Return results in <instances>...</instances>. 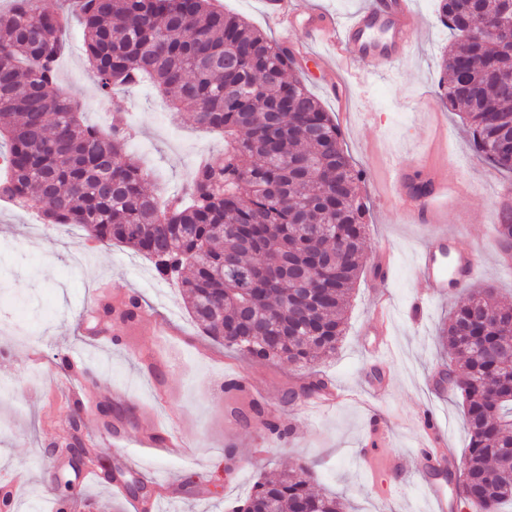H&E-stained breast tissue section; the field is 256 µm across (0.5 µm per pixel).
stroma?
Listing matches in <instances>:
<instances>
[{
    "label": "stroma",
    "mask_w": 512,
    "mask_h": 512,
    "mask_svg": "<svg viewBox=\"0 0 512 512\" xmlns=\"http://www.w3.org/2000/svg\"><path fill=\"white\" fill-rule=\"evenodd\" d=\"M412 3L417 31L410 56L366 87L352 88L347 103L325 92L315 61L301 67L302 79L339 125L351 164L363 173L366 254L392 252L385 287L391 343L381 357L367 353L371 339L363 334L375 306L372 270L350 294L334 354L306 368L247 360L204 334L178 289L160 280L144 256L121 243H97L77 224L51 233L39 219L42 203L20 208L0 200V379L13 387L0 397V483H19L14 512H52L64 500L77 512H232L258 480L301 464L342 499L345 512H430L416 425L422 414H434L454 456H465L462 398L439 380L449 357L438 328L466 293L453 289L414 313L415 254L426 230L402 223L388 166L413 160L446 135V159L463 180L458 205L470 219L459 245L483 256L470 286L493 289L507 306L512 270L502 266L492 229L498 192L512 187V176L479 157L459 114L436 102L438 63L450 34L436 18L434 0ZM63 38L69 51L59 64V90L80 103L94 126L109 123L113 108L124 110L132 129L126 151L149 169L148 187L161 200L184 193L202 157L223 153L222 134L199 130L149 83L101 97L80 23L71 21ZM131 296L143 312L125 320L119 313ZM72 355L85 363L76 377L64 369ZM375 367L391 376L379 395L368 384ZM314 378L328 390H344L345 398L323 407L299 397ZM254 406L278 422L287 439L267 434L261 418L235 417V410ZM106 408L111 418H104ZM376 414L387 421V441L377 452L405 459L399 476L373 477L360 462ZM151 422L173 425L187 448L142 447ZM74 440L96 447L98 462L73 468L61 447ZM161 475L171 481L170 497L147 505L129 488L135 481L154 490Z\"/></svg>",
    "instance_id": "35a3bbf8"
}]
</instances>
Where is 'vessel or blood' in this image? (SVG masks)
<instances>
[{
    "instance_id": "b4317fda",
    "label": "vessel or blood",
    "mask_w": 512,
    "mask_h": 512,
    "mask_svg": "<svg viewBox=\"0 0 512 512\" xmlns=\"http://www.w3.org/2000/svg\"><path fill=\"white\" fill-rule=\"evenodd\" d=\"M264 4L280 24L284 44L292 43L293 29L304 27L307 43L297 47L298 53H305L310 45L330 43L331 53L318 55L317 60L325 84L339 99L345 98L349 81L362 83L391 69L412 48L415 16L410 0H365L341 24L326 12H300L294 0H264ZM446 145V140H438L433 151L417 156L412 164L398 160L390 164L404 223L431 229L416 259V297L421 302L446 299L450 284L468 283L480 265L476 250L457 245L467 217L458 208L462 192L460 171L443 158ZM366 332L373 337L371 353L382 355L387 346L384 305H377ZM420 428L425 438L419 460L421 473H447L457 460L448 451L444 432L427 421ZM363 460L374 473L398 474L404 469L397 456L378 458L367 453Z\"/></svg>"
}]
</instances>
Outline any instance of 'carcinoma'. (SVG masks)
I'll return each mask as SVG.
<instances>
[{
	"label": "carcinoma",
	"mask_w": 512,
	"mask_h": 512,
	"mask_svg": "<svg viewBox=\"0 0 512 512\" xmlns=\"http://www.w3.org/2000/svg\"><path fill=\"white\" fill-rule=\"evenodd\" d=\"M80 16L101 96L148 79L169 105L224 133V154L199 162L188 192L167 203L144 189L120 111L110 129L86 123L55 88L60 32ZM490 13L512 0H437L454 36L441 56L436 100L464 120L477 150L512 173V42L488 37ZM480 66L475 68L473 63ZM288 50L211 0H37L0 11V142L9 177L0 196L44 204L45 224H79L100 243L149 259L180 288L193 319L245 358L300 366L336 351L349 294L364 266L362 174L340 146L319 99L291 74ZM512 320L489 288L456 304L441 331L459 364L454 382L470 434L461 475L472 512L512 507V368L487 348L512 350ZM301 474L261 480L234 512H343Z\"/></svg>",
	"instance_id": "cac0c4a2"
}]
</instances>
